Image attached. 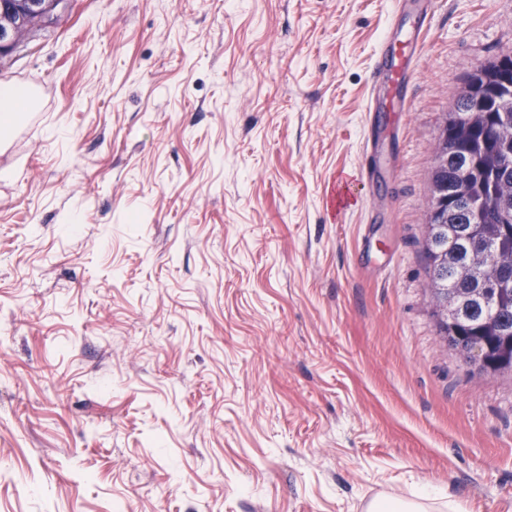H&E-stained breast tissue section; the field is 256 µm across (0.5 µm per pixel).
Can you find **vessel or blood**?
<instances>
[{
  "label": "vessel or blood",
  "instance_id": "b4317fda",
  "mask_svg": "<svg viewBox=\"0 0 512 512\" xmlns=\"http://www.w3.org/2000/svg\"><path fill=\"white\" fill-rule=\"evenodd\" d=\"M433 7L434 0H398L396 14L412 13L414 25L408 30L393 23L388 25L374 54L367 112L406 111L411 75L422 46L420 34L431 23ZM380 172L378 135L371 130L362 149L357 176L369 182Z\"/></svg>",
  "mask_w": 512,
  "mask_h": 512
}]
</instances>
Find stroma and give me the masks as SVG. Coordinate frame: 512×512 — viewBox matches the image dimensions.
<instances>
[{"label":"stroma","instance_id":"stroma-1","mask_svg":"<svg viewBox=\"0 0 512 512\" xmlns=\"http://www.w3.org/2000/svg\"><path fill=\"white\" fill-rule=\"evenodd\" d=\"M393 10L69 0L0 60L41 94L0 144V512H512V373L443 341L422 247L512 0H435L340 209ZM378 138L379 137L373 128H369L366 141L362 149L359 166L357 167V176L361 181L370 182L381 173Z\"/></svg>","mask_w":512,"mask_h":512}]
</instances>
